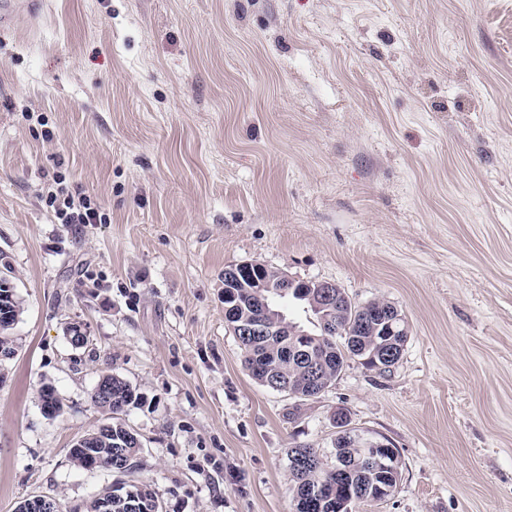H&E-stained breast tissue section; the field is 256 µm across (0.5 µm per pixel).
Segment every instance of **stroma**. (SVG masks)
Masks as SVG:
<instances>
[{
	"label": "stroma",
	"instance_id": "obj_1",
	"mask_svg": "<svg viewBox=\"0 0 512 512\" xmlns=\"http://www.w3.org/2000/svg\"><path fill=\"white\" fill-rule=\"evenodd\" d=\"M0 34V512L83 503L103 372L144 402L127 481L163 512H291L287 454L335 465L336 409L400 480L358 512H512V0H47ZM101 224H60L54 177ZM385 299L391 373L299 402L247 372L224 270ZM81 326L84 347L69 331ZM63 402L46 417L38 390ZM0 313V346H10L13 340L12 337L9 336V330L13 328V324H16L21 313V306L16 292L14 295V301H10L8 305H5V307H3L1 303ZM15 354L16 350L14 345L8 348L0 347V361L12 359Z\"/></svg>",
	"mask_w": 512,
	"mask_h": 512
}]
</instances>
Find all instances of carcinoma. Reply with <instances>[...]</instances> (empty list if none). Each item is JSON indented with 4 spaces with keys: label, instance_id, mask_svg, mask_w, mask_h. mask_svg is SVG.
I'll return each instance as SVG.
<instances>
[{
    "label": "carcinoma",
    "instance_id": "obj_1",
    "mask_svg": "<svg viewBox=\"0 0 512 512\" xmlns=\"http://www.w3.org/2000/svg\"><path fill=\"white\" fill-rule=\"evenodd\" d=\"M224 292L228 293L227 304L233 306L235 323L244 316L255 312L258 289L248 277L224 283ZM336 305L333 318L337 331L334 334L323 332L321 312L315 310L307 300L300 303L311 312L317 322L316 343L311 347L310 360L319 373V382L311 388L308 384L307 365L295 361L288 353L290 327L295 321L286 317L281 319L276 329L266 336H247L239 340L243 353L245 369L254 373L255 380L263 386L285 383L288 385V395L299 400L314 397L329 388L343 371L347 361L357 359L370 370L383 375L399 361L408 337V322L405 316L391 302L384 299H374L365 304L353 302L343 288H334ZM382 308L396 318L397 333L390 335L382 316L368 317V309ZM21 313L19 300L9 302L0 309V346L11 345L12 337L9 330L18 320ZM112 386V402L93 400L94 405L107 415V422L86 433L89 437L88 447L97 449L102 465L108 464V459H125L133 461L139 449L129 447L125 425L119 415L130 407L141 404V395L117 374L108 375ZM112 430V450H106V444L98 438L104 430ZM349 470L341 479L336 478L327 463L323 462L316 469L304 471L295 470L289 466L292 481L293 502L295 512H304L300 507L299 496L301 488L306 484L321 487L322 503L319 512H337V508L348 501L350 508L373 500L383 494L386 488H396L400 471L376 470L360 454L348 458ZM154 493L149 487L142 491L127 495L123 498L112 499V512H141L149 507V501Z\"/></svg>",
    "mask_w": 512,
    "mask_h": 512
}]
</instances>
